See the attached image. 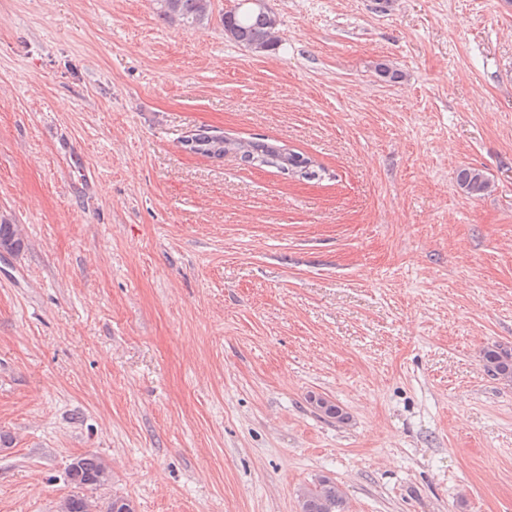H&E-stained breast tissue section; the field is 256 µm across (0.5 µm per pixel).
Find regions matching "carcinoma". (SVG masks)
Returning <instances> with one entry per match:
<instances>
[{"label": "carcinoma", "mask_w": 512, "mask_h": 512, "mask_svg": "<svg viewBox=\"0 0 512 512\" xmlns=\"http://www.w3.org/2000/svg\"><path fill=\"white\" fill-rule=\"evenodd\" d=\"M156 15L189 30L203 25L212 13L211 0H165L155 7ZM277 19L268 9H260L238 0L237 5L224 12V36L255 53L274 51L279 47L276 35ZM194 153L221 158L233 154L253 167H274L288 176L313 181L321 180L324 168L301 153L286 150L264 139L241 140L209 135L205 132L183 141ZM456 182L467 194L481 197L491 184L483 171L462 167L456 172ZM13 242L15 252L24 247L15 224H0V246ZM484 368L491 376L509 385L512 383V348L500 345L486 348L482 356ZM68 479L76 488L100 487L112 480L108 464L95 455L77 457L68 467ZM344 494L331 479L320 477L300 494L301 512H342ZM62 512H91V504L83 495L71 494L60 504Z\"/></svg>", "instance_id": "obj_1"}]
</instances>
